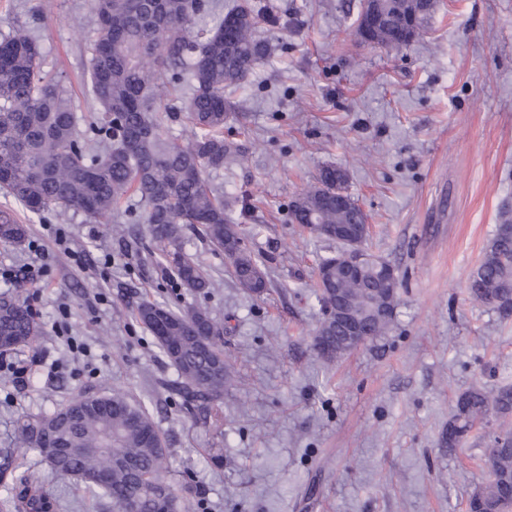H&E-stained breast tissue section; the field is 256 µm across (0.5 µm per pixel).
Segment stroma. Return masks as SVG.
Listing matches in <instances>:
<instances>
[{
    "mask_svg": "<svg viewBox=\"0 0 512 512\" xmlns=\"http://www.w3.org/2000/svg\"><path fill=\"white\" fill-rule=\"evenodd\" d=\"M264 2L282 23L264 32L272 54L230 95L224 137L241 151L208 173L264 261L262 296L238 287L197 229L185 228L182 247L213 279L206 293L174 286L147 225L126 223L123 210L36 214L0 193V210L28 226L21 244H0V295L15 292L4 272L33 262L57 230L112 257L104 282L54 258L28 300L37 344L0 353V465L40 476L59 512L112 510L19 447L17 422L115 390L149 409L170 450L168 482L193 487L182 512H468L487 477L497 421L452 452L441 437L461 393L512 385V312L468 290L512 209V0H438L423 39L391 52L357 42L358 0ZM94 23L90 0H0V37L33 31L83 129ZM327 167L346 174L367 216L364 251L400 283L392 329L332 363L314 346L324 318L314 286L337 244L286 209ZM146 298L219 323L234 381L213 412L177 393L176 369L136 319ZM62 316L89 356L56 337ZM36 354L44 362L29 385H14L11 367Z\"/></svg>",
    "mask_w": 512,
    "mask_h": 512,
    "instance_id": "1",
    "label": "stroma"
}]
</instances>
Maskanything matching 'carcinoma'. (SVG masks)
I'll return each mask as SVG.
<instances>
[{"label":"carcinoma","instance_id":"cac0c4a2","mask_svg":"<svg viewBox=\"0 0 512 512\" xmlns=\"http://www.w3.org/2000/svg\"><path fill=\"white\" fill-rule=\"evenodd\" d=\"M95 27L86 63L90 96L98 117L82 133L60 81L42 70L40 40L17 28L0 39V189L33 213H82L104 217L122 200L138 198L142 209H130L126 221L146 224L160 243L176 284L201 293L212 287L204 270L182 249L186 227L201 226L209 243L229 260L236 284L261 296L268 287L262 262L242 247V230L224 209L207 171L224 166L239 146L224 140V123L235 104L226 91L244 84L270 50L260 24L276 25L256 0H234L209 28L198 27L212 13L210 0H91ZM436 4L415 24L408 17L415 0H384L383 25L374 39L386 50H399L420 38ZM183 113L198 134L186 143L170 140L161 114ZM334 168L322 170L317 184L303 190L301 202H290L291 220L366 225L361 208L336 204ZM26 225L0 210V243L19 244ZM370 338L386 334L399 300V282L381 284L389 265L371 258L357 277L336 278ZM473 300L512 310V237L497 232L473 272ZM136 318L156 336L160 350L177 370L181 393L202 409L224 397L231 369L215 338L220 327L202 309L174 311L149 299ZM40 334L31 310L18 298L0 297V335L13 336L14 350L34 343ZM336 322L320 323L316 339L342 342ZM512 414V386L495 391L473 388L457 400L442 445L455 448L489 417ZM23 448H35L52 472L75 479L89 493L123 512L139 501V512H181L184 497L163 478L169 449L148 408L120 391L81 396L49 413L17 422ZM489 479L469 499L471 512H490L512 501V432L495 438L487 458ZM9 495L0 512H57L59 500L44 482L16 468L0 470Z\"/></svg>","mask_w":512,"mask_h":512}]
</instances>
